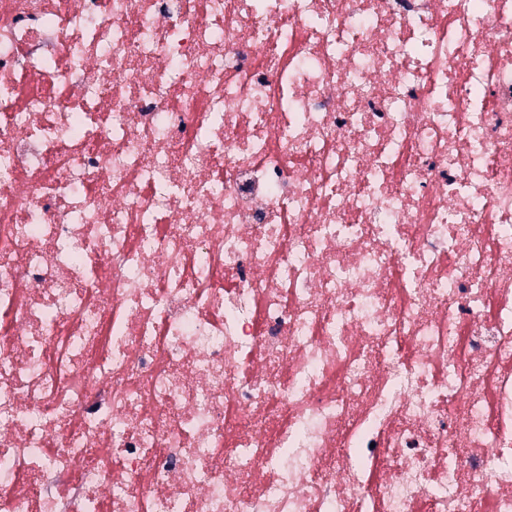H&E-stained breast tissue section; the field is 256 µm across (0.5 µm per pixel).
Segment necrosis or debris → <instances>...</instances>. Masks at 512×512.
Listing matches in <instances>:
<instances>
[{
    "mask_svg": "<svg viewBox=\"0 0 512 512\" xmlns=\"http://www.w3.org/2000/svg\"><path fill=\"white\" fill-rule=\"evenodd\" d=\"M0 512H512V0H0Z\"/></svg>",
    "mask_w": 512,
    "mask_h": 512,
    "instance_id": "obj_1",
    "label": "necrosis or debris"
}]
</instances>
